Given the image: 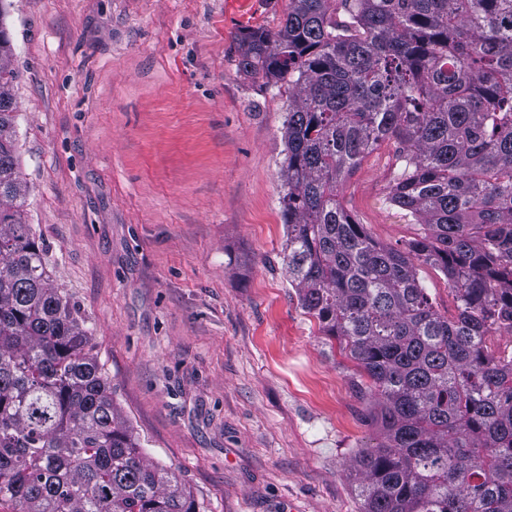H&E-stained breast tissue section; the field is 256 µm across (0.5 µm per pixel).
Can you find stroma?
Instances as JSON below:
<instances>
[{
    "label": "stroma",
    "mask_w": 512,
    "mask_h": 512,
    "mask_svg": "<svg viewBox=\"0 0 512 512\" xmlns=\"http://www.w3.org/2000/svg\"><path fill=\"white\" fill-rule=\"evenodd\" d=\"M6 2L27 221L147 460L205 512H359L382 433L285 272L288 84L238 67L288 0ZM398 166L384 142L339 191L394 249L419 233Z\"/></svg>",
    "instance_id": "1"
}]
</instances>
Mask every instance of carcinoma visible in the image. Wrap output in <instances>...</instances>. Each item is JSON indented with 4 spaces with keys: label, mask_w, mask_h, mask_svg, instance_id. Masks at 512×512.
<instances>
[{
    "label": "carcinoma",
    "mask_w": 512,
    "mask_h": 512,
    "mask_svg": "<svg viewBox=\"0 0 512 512\" xmlns=\"http://www.w3.org/2000/svg\"><path fill=\"white\" fill-rule=\"evenodd\" d=\"M288 0L243 30L238 66L297 88L284 126L283 261L301 307L367 375L383 441L352 460L361 512H512V0ZM12 44L0 24V509L202 512L112 398L88 330L50 280L18 171ZM399 146L389 202L423 226L375 241L339 188ZM458 299L440 315L417 266Z\"/></svg>",
    "instance_id": "obj_1"
}]
</instances>
